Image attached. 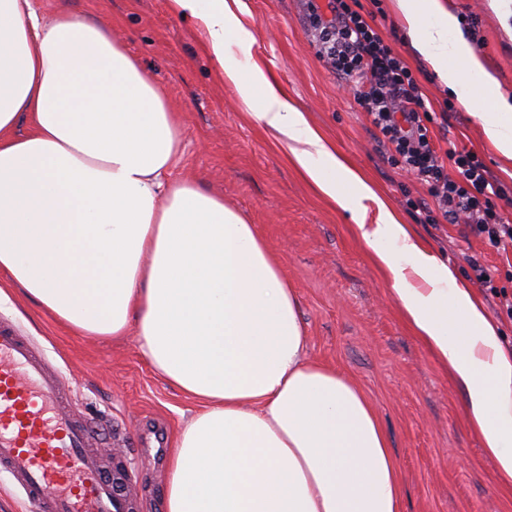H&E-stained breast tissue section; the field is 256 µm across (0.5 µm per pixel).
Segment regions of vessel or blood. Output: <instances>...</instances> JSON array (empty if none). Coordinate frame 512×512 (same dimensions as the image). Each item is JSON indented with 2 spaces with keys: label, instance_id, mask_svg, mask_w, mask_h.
Returning <instances> with one entry per match:
<instances>
[{
  "label": "vessel or blood",
  "instance_id": "obj_1",
  "mask_svg": "<svg viewBox=\"0 0 512 512\" xmlns=\"http://www.w3.org/2000/svg\"><path fill=\"white\" fill-rule=\"evenodd\" d=\"M62 377L45 356L0 324V474L24 491L33 512H134L137 481L125 456L105 459Z\"/></svg>",
  "mask_w": 512,
  "mask_h": 512
}]
</instances>
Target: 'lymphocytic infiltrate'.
<instances>
[{
  "label": "lymphocytic infiltrate",
  "mask_w": 512,
  "mask_h": 512,
  "mask_svg": "<svg viewBox=\"0 0 512 512\" xmlns=\"http://www.w3.org/2000/svg\"><path fill=\"white\" fill-rule=\"evenodd\" d=\"M329 15L310 4L309 23L317 55L352 91L356 103L388 148V163L425 185L431 224H464L496 251L512 247V221L497 202L507 194L474 151L438 152L431 124L434 108L413 71L381 36L373 13L353 9L349 0H329Z\"/></svg>",
  "instance_id": "lymphocytic-infiltrate-1"
}]
</instances>
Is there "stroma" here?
Returning a JSON list of instances; mask_svg holds the SVG:
<instances>
[{
	"label": "stroma",
	"instance_id": "35a3bbf8",
	"mask_svg": "<svg viewBox=\"0 0 512 512\" xmlns=\"http://www.w3.org/2000/svg\"><path fill=\"white\" fill-rule=\"evenodd\" d=\"M257 41L253 58L271 71L337 154L357 168L401 216L421 244L448 265L512 341V317L481 288L467 262L489 267L512 295V248L489 249L462 224H429L412 200L424 185L390 165L365 112L318 58L310 43L307 0H244ZM374 12L383 37L412 68L434 105L449 104L448 131L435 133L440 151L466 145L509 195L499 207L512 221V174L484 142L474 117L425 63L412 54L392 0H358ZM483 67L512 96V0H442ZM42 19L66 9L94 14L160 84L182 115V153L171 179L220 195L254 224L299 301L311 360L354 380L372 402L403 483L401 512H512L500 499L493 466L463 422L455 382L410 333L391 281L352 233L349 211L329 205L301 178L275 138L253 122L234 87L223 83L203 52L202 31L175 15L169 0H34ZM9 320L42 348L70 384L76 409L102 428L119 427L116 450L140 473L138 512H162L170 451L195 401L160 378L135 337L87 336L42 313L17 293L0 303Z\"/></svg>",
	"mask_w": 512,
	"mask_h": 512
}]
</instances>
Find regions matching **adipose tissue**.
<instances>
[{"instance_id":"obj_1","label":"adipose tissue","mask_w":512,"mask_h":512,"mask_svg":"<svg viewBox=\"0 0 512 512\" xmlns=\"http://www.w3.org/2000/svg\"><path fill=\"white\" fill-rule=\"evenodd\" d=\"M219 76L328 201L351 212L414 335L465 394V421L512 500V346L374 189L336 156L274 76L249 61L243 0H170ZM410 48L512 161V102L441 0H393ZM478 76L481 93L464 75ZM494 99L482 111L480 96ZM33 130L16 135L22 119ZM181 116L112 34L32 0H0V271L74 330L135 336L196 400L165 512H400L401 482L362 391L311 362L294 289L253 225L170 182Z\"/></svg>"}]
</instances>
